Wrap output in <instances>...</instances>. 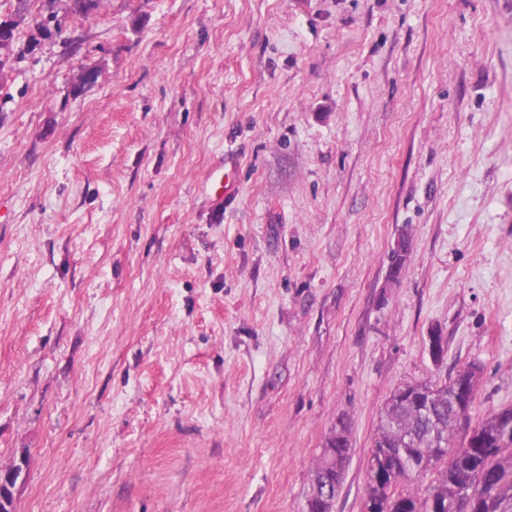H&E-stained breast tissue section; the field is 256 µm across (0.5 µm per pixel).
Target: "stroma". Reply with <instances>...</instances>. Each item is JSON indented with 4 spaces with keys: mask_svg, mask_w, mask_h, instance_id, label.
Here are the masks:
<instances>
[{
    "mask_svg": "<svg viewBox=\"0 0 512 512\" xmlns=\"http://www.w3.org/2000/svg\"><path fill=\"white\" fill-rule=\"evenodd\" d=\"M68 5L0 0L13 512H305L342 414L361 512L396 388L512 404V0Z\"/></svg>",
    "mask_w": 512,
    "mask_h": 512,
    "instance_id": "obj_1",
    "label": "stroma"
}]
</instances>
